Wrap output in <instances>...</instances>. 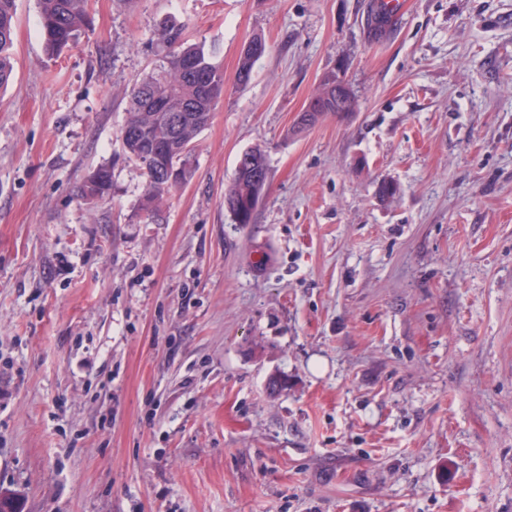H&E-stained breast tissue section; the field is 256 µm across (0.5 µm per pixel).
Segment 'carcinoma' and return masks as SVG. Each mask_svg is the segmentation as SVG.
Wrapping results in <instances>:
<instances>
[{"mask_svg": "<svg viewBox=\"0 0 512 512\" xmlns=\"http://www.w3.org/2000/svg\"><path fill=\"white\" fill-rule=\"evenodd\" d=\"M43 43L50 56H58L75 45L90 25L89 0H38ZM16 17V0H0V88L14 79L13 29ZM162 51L153 68L132 89L120 131L129 134L122 143L127 159L138 161L141 150L139 140L133 138L138 131L150 124L158 136L167 135L162 112H186L185 121L178 133L180 142L189 148L183 162L181 182L187 183L195 171V147L198 136L208 125L212 110L224 88V72L214 62L215 51L202 45L188 43L187 24L166 22L160 29ZM193 60L212 79V87L201 89L184 72V63ZM149 94L162 101L157 111L145 108L143 95ZM252 162L235 169L234 182L224 194V200L234 205L236 224H251L255 218L250 202L257 191L266 190L270 171L266 156L258 149L248 151ZM145 177V191L138 213L144 215L153 197L165 192L164 182L151 170L141 167ZM112 187V169L108 166L94 168L78 188V197L87 204L101 200Z\"/></svg>", "mask_w": 512, "mask_h": 512, "instance_id": "1", "label": "carcinoma"}]
</instances>
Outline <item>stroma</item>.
Returning <instances> with one entry per match:
<instances>
[{"instance_id":"1","label":"stroma","mask_w":512,"mask_h":512,"mask_svg":"<svg viewBox=\"0 0 512 512\" xmlns=\"http://www.w3.org/2000/svg\"><path fill=\"white\" fill-rule=\"evenodd\" d=\"M369 2L90 0L51 57L17 0L0 489L22 512H512V0H406L378 40ZM168 20L216 48L224 92L192 179L141 220L118 131ZM331 71L354 111L297 129ZM255 148L269 186L236 224ZM244 153L250 154L253 161L243 167L236 166L234 182L224 194V202L234 205L236 216L231 217L236 224L253 223L257 208L255 211L251 208L252 195L266 190L270 180L269 165L262 151L252 149ZM112 187V169L108 166L94 168L78 188V197L87 204L101 200Z\"/></svg>"}]
</instances>
